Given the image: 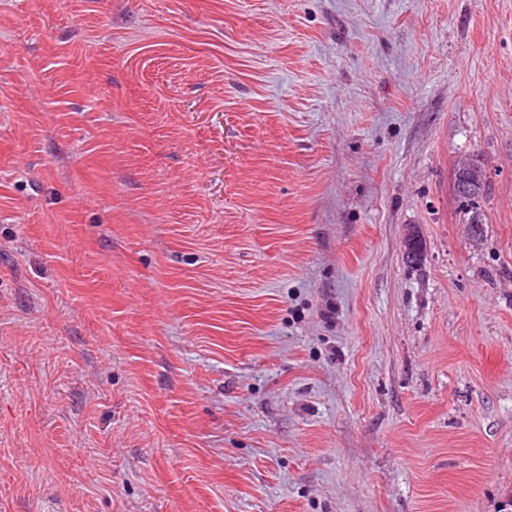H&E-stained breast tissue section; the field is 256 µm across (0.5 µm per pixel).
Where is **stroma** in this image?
<instances>
[{"mask_svg":"<svg viewBox=\"0 0 512 512\" xmlns=\"http://www.w3.org/2000/svg\"><path fill=\"white\" fill-rule=\"evenodd\" d=\"M0 512H512V0H0ZM475 156H467L460 159L456 171V190L459 195L466 196L475 191L474 183L482 178L483 167Z\"/></svg>","mask_w":512,"mask_h":512,"instance_id":"obj_1","label":"stroma"}]
</instances>
